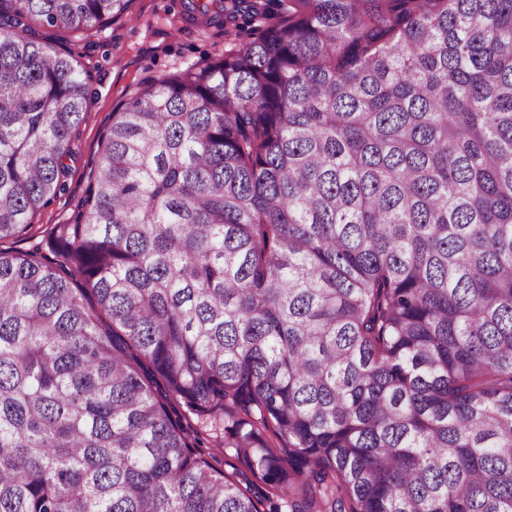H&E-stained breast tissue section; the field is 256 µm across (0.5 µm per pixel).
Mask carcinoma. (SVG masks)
Returning <instances> with one entry per match:
<instances>
[{"label":"carcinoma","mask_w":512,"mask_h":512,"mask_svg":"<svg viewBox=\"0 0 512 512\" xmlns=\"http://www.w3.org/2000/svg\"><path fill=\"white\" fill-rule=\"evenodd\" d=\"M131 2L0 0V243L88 111L34 28ZM195 9L0 248V512H512V0Z\"/></svg>","instance_id":"cac0c4a2"}]
</instances>
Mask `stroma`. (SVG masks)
<instances>
[{
    "instance_id": "35a3bbf8",
    "label": "stroma",
    "mask_w": 512,
    "mask_h": 512,
    "mask_svg": "<svg viewBox=\"0 0 512 512\" xmlns=\"http://www.w3.org/2000/svg\"><path fill=\"white\" fill-rule=\"evenodd\" d=\"M35 38L53 45L67 41L90 75V100L85 119L72 138L76 161L67 188L40 211L27 237L15 242V249L22 251L40 242L49 225L69 222L84 196L90 164L117 104L127 100L143 80L159 79L220 57L229 48L223 27L190 19L183 0H134L129 15L87 33L47 27L37 29Z\"/></svg>"
}]
</instances>
